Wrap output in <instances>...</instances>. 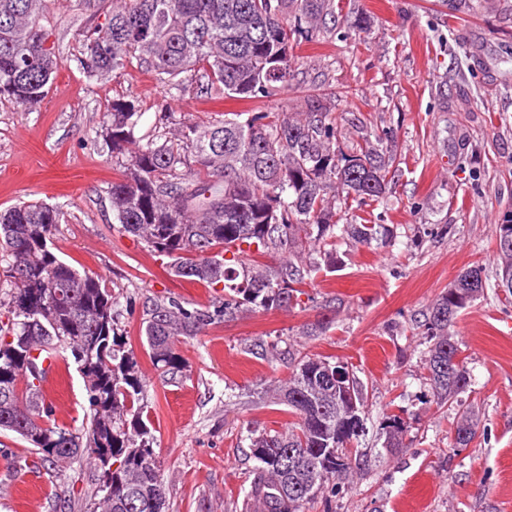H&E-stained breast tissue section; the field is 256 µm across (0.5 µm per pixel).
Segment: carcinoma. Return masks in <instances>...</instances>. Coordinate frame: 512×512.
<instances>
[{
    "label": "carcinoma",
    "instance_id": "carcinoma-1",
    "mask_svg": "<svg viewBox=\"0 0 512 512\" xmlns=\"http://www.w3.org/2000/svg\"><path fill=\"white\" fill-rule=\"evenodd\" d=\"M331 0H74L77 14L104 21L79 29L77 66L90 80L145 71L160 84L200 99H263L288 86L293 48L327 28ZM45 0H0V103L32 107L52 90L61 65L42 25ZM304 112H229L208 124L183 122L172 133L134 135L141 112L134 100L107 106L102 137L114 156L128 158L130 178L109 189L119 230L169 259L170 273L214 293L211 309L189 310L173 298L151 302L144 336L153 366L180 370L181 336L239 312L300 305L322 271L334 269L336 240L370 246L391 241L386 224H341L348 203L385 197L395 159L368 139L341 141L342 116L325 94L301 89ZM65 213L42 201L0 212V431L11 432L45 464L85 459L116 465L99 481L87 512H169L154 438L143 419L146 384L115 310L118 297L94 273L58 258L52 241ZM497 287L512 293V247H498ZM274 259L264 264L259 258ZM481 266L461 273L429 306L427 380L438 407L458 403L471 384L461 347L449 334L458 313L484 294ZM82 375L89 424L57 422L41 383L45 360ZM279 401L295 420L288 431L248 435L258 465L245 512H303L325 491L336 493L358 454L359 420L337 435L361 385L353 367L298 350ZM344 375L337 376V373ZM387 445L403 447L398 414L385 416ZM478 421L464 417L451 447H466Z\"/></svg>",
    "mask_w": 512,
    "mask_h": 512
}]
</instances>
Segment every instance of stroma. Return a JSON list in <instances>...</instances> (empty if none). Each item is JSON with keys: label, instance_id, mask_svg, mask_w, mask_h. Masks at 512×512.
I'll return each instance as SVG.
<instances>
[{"label": "stroma", "instance_id": "stroma-1", "mask_svg": "<svg viewBox=\"0 0 512 512\" xmlns=\"http://www.w3.org/2000/svg\"><path fill=\"white\" fill-rule=\"evenodd\" d=\"M336 22L319 41L293 50L290 90L261 100L217 102L192 93L172 98L151 75L88 81L71 0H48L43 23L62 63L37 106L0 104V210L42 200L62 206L53 238L63 260L104 279L119 300L120 324L146 380L149 427L156 440L169 512H243L256 465L249 431H287L286 406L272 404L287 360L268 361L277 343L352 364L362 385L366 430L342 487L305 512H512V294L495 286L501 265L495 227L512 224V0H334ZM367 16L357 32L349 23ZM327 93L345 116L347 140L382 138L397 176L386 197L352 206L346 219L390 225L384 246L341 241L336 269L318 274L303 306L238 313L182 337L180 372L155 371L141 335L151 300L176 297L207 308L208 289L174 277L113 222L109 188L122 180L100 134L112 99L136 100V135L161 118L207 123L228 112L303 110L298 86ZM484 298L462 310L450 332L471 385L460 407L433 401L420 324L429 305L474 265ZM329 319L323 334L304 324ZM58 422L87 418L83 380L65 373L44 391ZM478 412L477 438L452 448L463 409ZM408 425L403 448H387L384 415ZM97 482L88 461L57 471L12 433L0 435V512H79Z\"/></svg>", "mask_w": 512, "mask_h": 512}]
</instances>
